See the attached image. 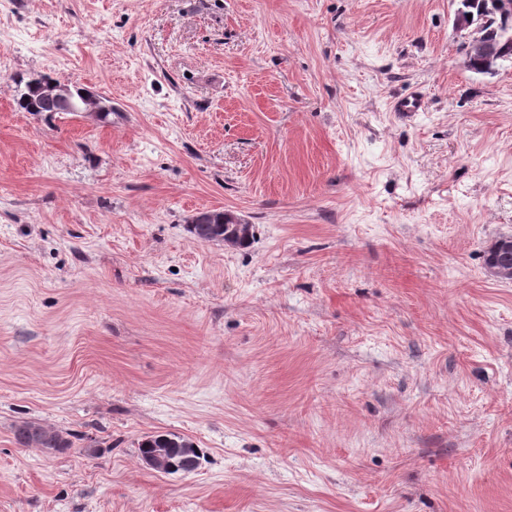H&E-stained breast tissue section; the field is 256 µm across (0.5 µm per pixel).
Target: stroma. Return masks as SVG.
I'll return each instance as SVG.
<instances>
[{"label": "stroma", "instance_id": "35a3bbf8", "mask_svg": "<svg viewBox=\"0 0 512 512\" xmlns=\"http://www.w3.org/2000/svg\"><path fill=\"white\" fill-rule=\"evenodd\" d=\"M455 9L0 0V512H512V63ZM19 73L120 112L17 111ZM166 433L196 471L145 465ZM492 10L500 17L501 30L498 39H489L480 25L468 20L464 7L458 3L455 10L454 26L460 33L462 42L461 53L464 55V63L468 64L470 58H480L485 66L477 73L495 75L503 59L511 57L502 50V44L512 43V0H494ZM210 212L212 215V223L203 225L202 223L204 221V215H205L206 211H200V212H197V214L193 217V219L191 221L192 224H188V226H187L188 231L191 234H193V236L196 239H198L200 241L213 242L216 234L224 235L226 232L225 230H222L221 232L216 233L213 230L215 227L221 226V224L222 225L225 224L224 223V211L210 210ZM221 220L223 221V223H220ZM212 224H215V225H212ZM229 226L230 225L225 224L224 228L227 230V228ZM512 254V238L511 236L499 241L493 255L487 265H485V273L488 278L493 280H511L512 267L507 259ZM13 438L15 443L22 447L37 445L40 448L54 450L73 448V443L70 440L64 439L53 430L43 428L30 421H22L16 424L13 429ZM138 448L144 463L159 472L164 473L167 470H173V462L186 473L193 472L196 469L193 458L198 457L199 454L197 455L196 451H199V449L191 441L176 434L148 436L140 441ZM156 448H162L171 461L163 456L162 451H155Z\"/></svg>", "mask_w": 512, "mask_h": 512}]
</instances>
